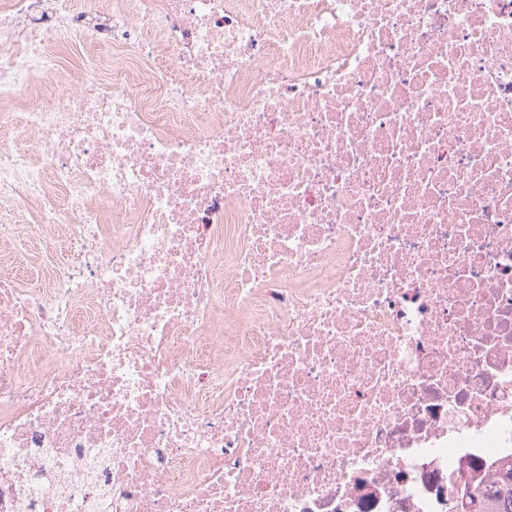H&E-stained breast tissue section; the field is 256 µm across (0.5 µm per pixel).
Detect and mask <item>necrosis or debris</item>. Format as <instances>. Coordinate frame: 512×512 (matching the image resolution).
I'll use <instances>...</instances> for the list:
<instances>
[{
	"mask_svg": "<svg viewBox=\"0 0 512 512\" xmlns=\"http://www.w3.org/2000/svg\"><path fill=\"white\" fill-rule=\"evenodd\" d=\"M0 202L69 258L0 273V512H460L512 460V0H0Z\"/></svg>",
	"mask_w": 512,
	"mask_h": 512,
	"instance_id": "obj_1",
	"label": "necrosis or debris"
}]
</instances>
